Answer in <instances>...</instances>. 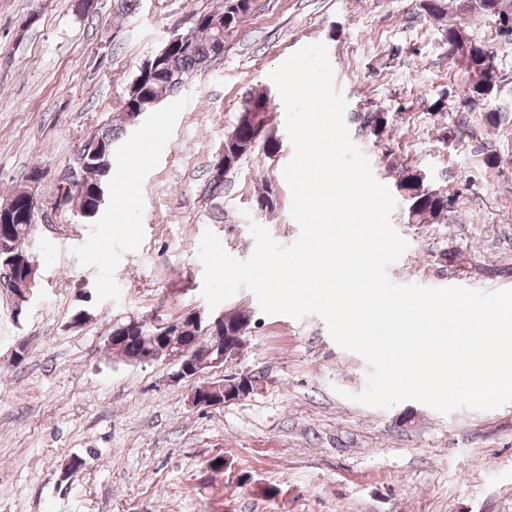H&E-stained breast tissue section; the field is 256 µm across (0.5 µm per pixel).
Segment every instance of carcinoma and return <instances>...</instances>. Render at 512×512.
<instances>
[{"label": "carcinoma", "instance_id": "carcinoma-1", "mask_svg": "<svg viewBox=\"0 0 512 512\" xmlns=\"http://www.w3.org/2000/svg\"><path fill=\"white\" fill-rule=\"evenodd\" d=\"M469 9L476 10L490 18L496 25V37L501 41L512 42V32L507 23L512 19V0H468ZM251 5V0H224L222 9L199 16L194 28L184 32L187 47L176 53L172 63L159 62L154 71L138 74L126 88L121 106L123 124L115 128L108 126L91 137L98 141L101 153L86 158L82 166L81 188L69 194L64 202L77 205L86 212L100 208L98 192L105 191L112 175L114 153L112 145L119 143L123 131L130 126L132 112L142 108L146 112L155 110L161 98L190 79L208 62L212 61L211 44L220 33L234 29L237 23L235 14ZM449 55L470 74L476 76L474 83L468 85L466 95L491 102L493 92L500 81L499 69L494 54L487 45L469 39L462 28L450 25L447 29ZM272 100L268 92L255 91L245 99L243 110L237 122L224 139V161L226 169H232L239 160L252 151L260 142L269 153L278 151L279 142L269 132ZM361 129L370 132L376 138L384 132L388 123V113L382 111L366 112L359 116ZM396 190L404 200V214L409 224H432L448 213L453 206L447 193L432 189L427 185L426 176L419 170L406 166L399 172ZM23 194L16 190L9 198L10 207L8 226L13 234V253L8 259L13 261L17 280L23 282L32 273L33 256L24 251L22 245L33 232L22 203ZM250 322V314L236 311L225 318L224 335L242 336ZM153 349L163 356L166 347L159 342ZM149 345L133 336L121 337L111 341V349L126 359L139 356Z\"/></svg>", "mask_w": 512, "mask_h": 512}]
</instances>
